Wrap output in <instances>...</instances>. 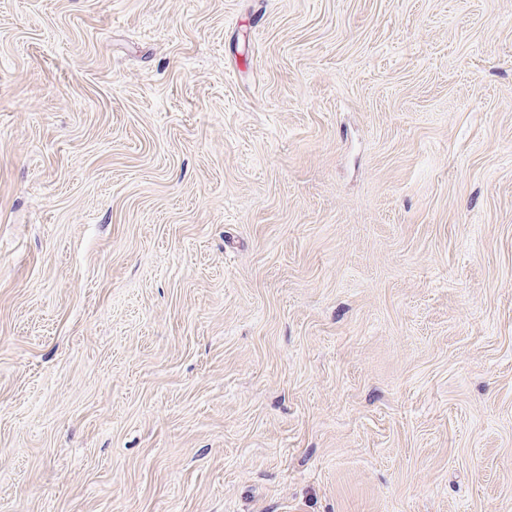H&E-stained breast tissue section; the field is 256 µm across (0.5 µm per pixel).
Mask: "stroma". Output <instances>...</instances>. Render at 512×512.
Listing matches in <instances>:
<instances>
[{
  "label": "stroma",
  "instance_id": "35a3bbf8",
  "mask_svg": "<svg viewBox=\"0 0 512 512\" xmlns=\"http://www.w3.org/2000/svg\"><path fill=\"white\" fill-rule=\"evenodd\" d=\"M0 512H512V0H0Z\"/></svg>",
  "mask_w": 512,
  "mask_h": 512
}]
</instances>
